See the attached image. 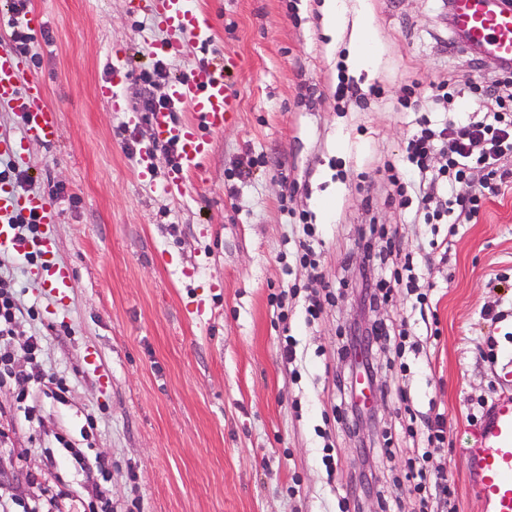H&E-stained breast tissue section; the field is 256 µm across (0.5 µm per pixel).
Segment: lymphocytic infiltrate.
I'll return each mask as SVG.
<instances>
[{
	"label": "lymphocytic infiltrate",
	"mask_w": 512,
	"mask_h": 512,
	"mask_svg": "<svg viewBox=\"0 0 512 512\" xmlns=\"http://www.w3.org/2000/svg\"><path fill=\"white\" fill-rule=\"evenodd\" d=\"M407 97L429 102L446 112L449 119L441 129L420 122L406 141L401 162L386 163L387 180L399 207L416 204L415 219L447 225V237H434L428 242L431 251L445 254L460 225L478 220L486 200L498 195L506 183H512V65H500L491 75L475 73L462 82L451 77L424 88L414 81L407 87ZM462 99L477 106V116L456 119ZM412 269L413 257L409 254L403 262L391 265L382 255L370 256L362 267L370 303L389 300L393 288L402 285L415 294L419 306H427L429 295L419 291ZM17 295L14 277L0 271V384L15 386L17 408L30 419L36 407L29 386H53L59 400L65 399L69 387L65 379L33 368V361L42 351L41 337L14 344V325L22 313ZM427 431L426 447L414 449L405 474L418 498L420 512H430L432 495H439L448 506L453 505L455 495L444 473L427 466L431 455L448 445L443 420H436Z\"/></svg>",
	"instance_id": "f902f5d3"
}]
</instances>
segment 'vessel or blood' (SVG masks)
Returning <instances> with one entry per match:
<instances>
[{
	"instance_id": "vessel-or-blood-1",
	"label": "vessel or blood",
	"mask_w": 512,
	"mask_h": 512,
	"mask_svg": "<svg viewBox=\"0 0 512 512\" xmlns=\"http://www.w3.org/2000/svg\"><path fill=\"white\" fill-rule=\"evenodd\" d=\"M130 7L134 12L150 15L157 26L170 32V41L161 47L166 54L182 53L190 43L207 38L210 32L205 11L193 0H130ZM453 22L455 33L465 46L497 62L512 64V8L504 7L501 0H454ZM123 58V52H115L112 79L98 88L99 96L111 101L116 112L125 109L119 93L125 76ZM237 66V57L229 54L223 56L220 65L198 66L188 77L171 83V102L188 107L197 115V122L177 125L169 110L152 113L154 140L171 143L177 150L176 166L164 192L184 195L191 176L206 157L210 142L198 134V125H205L210 134H220L235 119L238 102L224 81V73ZM0 101L11 103L21 114L24 139L51 143L58 138L57 112L46 100L43 82L28 76L24 58L5 46L0 48ZM24 139L0 133V156H9L16 165H26ZM14 213L36 214L44 228L42 236L34 240L16 238L3 221L4 216ZM59 219L60 211L48 196L27 194L10 182L0 181V248L39 253L36 277L62 296L72 272L55 262L48 234ZM463 459L482 512H512V395L492 404L476 429L474 446L464 449Z\"/></svg>"
}]
</instances>
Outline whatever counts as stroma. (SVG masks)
Returning a JSON list of instances; mask_svg holds the SVG:
<instances>
[{"instance_id": "35a3bbf8", "label": "stroma", "mask_w": 512, "mask_h": 512, "mask_svg": "<svg viewBox=\"0 0 512 512\" xmlns=\"http://www.w3.org/2000/svg\"><path fill=\"white\" fill-rule=\"evenodd\" d=\"M196 2L211 19L209 37L167 57L166 78L147 88L140 75L152 70L167 34L131 13L128 0H31L42 25L32 32L41 50L29 73L58 111L59 137L24 140L3 102L0 131L23 139L34 192L59 193L54 257L70 267V286L57 298L32 265L7 263L20 307L38 313L18 320L15 340L43 335L38 363L67 376L70 392L59 401L48 388H32L35 424L17 411L13 386H0V501L89 512L85 474L57 446L61 436L105 462L103 484L118 512H339L344 498L356 512H380L383 487L392 512H414L401 480L407 451L378 452L399 429L402 392L420 420L443 414L448 449L430 464L454 484L456 512H481L461 451L474 443L483 405L512 394V190L461 227L447 259L428 258L439 337L402 375L388 367V348L370 355L372 446L360 447L333 414L349 376L340 348L360 229L397 228L406 250L431 235L429 225L389 205L376 167L399 160L416 127L414 112L400 104L406 86L469 64L468 51L448 50L447 7L342 0L332 26L327 0ZM116 48L125 52L123 112L98 95ZM226 54L242 61L226 75L237 118L211 136L186 194L169 195L162 185L172 168L137 104L166 97L171 81ZM340 64L362 88L382 85L385 100L337 109ZM145 147L154 168L148 180L139 176ZM242 169L247 177L229 183ZM292 182L291 205L311 214L319 270L336 295L315 325L303 297L289 299L283 323L269 302L273 292L311 283L310 269L292 256L295 228L280 210ZM285 333L297 341L294 366L281 357ZM326 431L336 446L331 476L321 462Z\"/></svg>"}]
</instances>
